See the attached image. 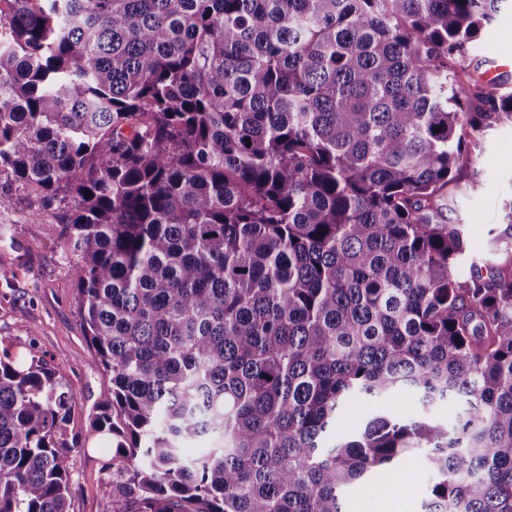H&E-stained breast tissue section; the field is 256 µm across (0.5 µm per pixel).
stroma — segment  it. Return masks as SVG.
<instances>
[{
	"label": "stroma",
	"mask_w": 512,
	"mask_h": 512,
	"mask_svg": "<svg viewBox=\"0 0 512 512\" xmlns=\"http://www.w3.org/2000/svg\"><path fill=\"white\" fill-rule=\"evenodd\" d=\"M479 52L486 56V64L465 63L475 80L512 82V5L502 4L480 37ZM465 177L478 181L482 190L456 195L448 216L470 235L475 260L482 265L489 257L492 233L506 227L507 205L512 202V122L485 132ZM68 214L66 202L45 199L16 181L10 171L0 172V355L20 360L37 357L63 373L75 394L67 434L81 440L64 460L70 512H114L108 451L112 437L88 435L93 416L112 398V384L94 364V350L79 317V268L63 236ZM386 410L406 421L426 412L451 429L463 418V406L456 399L438 402L426 411L417 392L403 389L384 399L352 397L339 429L356 432L367 417ZM389 476L397 479L391 491L395 503L413 505L415 512H421L430 480L422 453L400 465L367 472L346 492V512H355L360 498Z\"/></svg>",
	"instance_id": "35a3bbf8"
}]
</instances>
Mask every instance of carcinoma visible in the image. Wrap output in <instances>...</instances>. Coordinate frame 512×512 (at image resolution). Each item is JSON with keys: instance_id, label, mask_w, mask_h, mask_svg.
<instances>
[{"instance_id": "cac0c4a2", "label": "carcinoma", "mask_w": 512, "mask_h": 512, "mask_svg": "<svg viewBox=\"0 0 512 512\" xmlns=\"http://www.w3.org/2000/svg\"><path fill=\"white\" fill-rule=\"evenodd\" d=\"M502 2L0 0V169L71 201L116 512H344L420 449L425 512H512V235L484 277L445 215L512 121L458 69ZM404 388L465 418L339 436ZM73 404L0 358V512H69Z\"/></svg>"}]
</instances>
